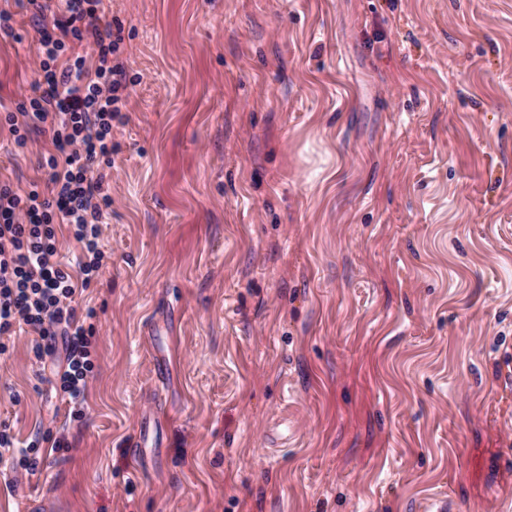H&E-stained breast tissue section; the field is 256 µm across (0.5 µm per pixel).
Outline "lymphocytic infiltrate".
<instances>
[{"label":"lymphocytic infiltrate","mask_w":512,"mask_h":512,"mask_svg":"<svg viewBox=\"0 0 512 512\" xmlns=\"http://www.w3.org/2000/svg\"><path fill=\"white\" fill-rule=\"evenodd\" d=\"M36 13L38 75L28 105L0 117L17 147L29 131L51 133L42 166L45 188L18 193L0 183V335L25 325L37 335L38 360L64 352L55 389L71 417H82L96 355L97 312L79 296L98 277L106 253L102 226L111 197L99 167L112 163V122L119 118L126 73L114 57L122 41L101 0H26ZM78 248L75 265L58 259V233ZM42 436L19 444L0 423V465L35 474Z\"/></svg>","instance_id":"obj_1"}]
</instances>
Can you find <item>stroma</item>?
I'll return each instance as SVG.
<instances>
[{
  "mask_svg": "<svg viewBox=\"0 0 512 512\" xmlns=\"http://www.w3.org/2000/svg\"><path fill=\"white\" fill-rule=\"evenodd\" d=\"M129 86L85 415L27 332L0 512H512V0H104ZM0 113L35 26L0 0ZM47 134L0 181H39ZM49 438L44 435L35 434L33 440L24 446H19L10 427L0 423V464L3 467H11L16 473L23 471L25 475L35 474L43 465L44 459L40 455L41 444Z\"/></svg>",
  "mask_w": 512,
  "mask_h": 512,
  "instance_id": "35a3bbf8",
  "label": "stroma"
}]
</instances>
